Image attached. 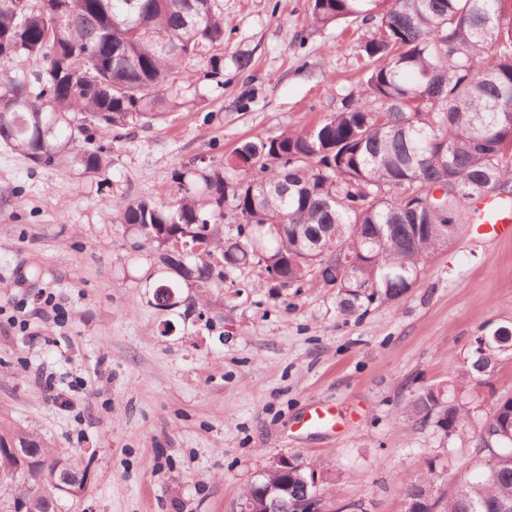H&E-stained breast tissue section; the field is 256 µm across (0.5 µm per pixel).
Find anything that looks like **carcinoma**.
Returning a JSON list of instances; mask_svg holds the SVG:
<instances>
[{
  "instance_id": "obj_1",
  "label": "carcinoma",
  "mask_w": 512,
  "mask_h": 512,
  "mask_svg": "<svg viewBox=\"0 0 512 512\" xmlns=\"http://www.w3.org/2000/svg\"><path fill=\"white\" fill-rule=\"evenodd\" d=\"M0 0V146L35 165L103 175L112 150L81 142L150 126L181 106V68L196 61L224 86V8L220 0ZM310 23L358 21L371 62L357 98L299 132L255 137L222 164L178 169L169 202L127 199L113 216L155 254L157 309L181 304L180 290L202 293L225 270L261 266L281 288L315 281L336 289L341 314L376 300L396 301L431 254L468 221L467 204L512 181V0H311ZM448 181V197L415 211L408 198ZM237 224L224 235V219ZM205 244L176 251L177 241ZM360 265L341 281L329 274L343 249ZM173 303H168L169 299ZM501 345L472 350L463 376L486 384ZM406 416L444 437L474 432L475 473L460 476L447 500L427 472L403 489L405 512H512V390L497 394L479 426L468 403L443 386L417 392ZM263 482L296 512L306 487L297 472ZM87 471L27 432L0 428V512L22 495L32 512H60L81 495Z\"/></svg>"
}]
</instances>
